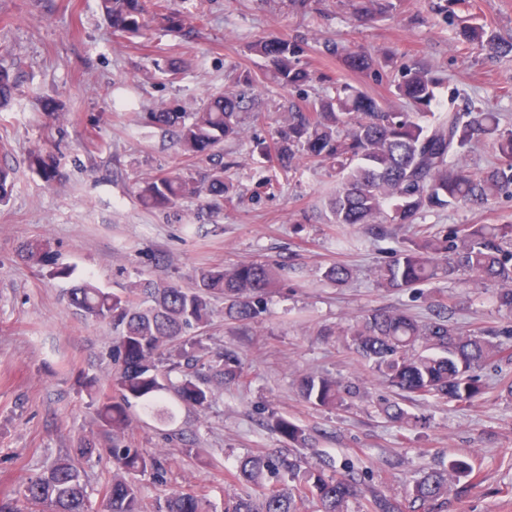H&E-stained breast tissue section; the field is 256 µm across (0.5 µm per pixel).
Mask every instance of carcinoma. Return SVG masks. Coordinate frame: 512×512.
Here are the masks:
<instances>
[{"instance_id":"carcinoma-1","label":"carcinoma","mask_w":512,"mask_h":512,"mask_svg":"<svg viewBox=\"0 0 512 512\" xmlns=\"http://www.w3.org/2000/svg\"><path fill=\"white\" fill-rule=\"evenodd\" d=\"M112 33L135 36L148 22L166 34L190 33L188 13L148 0H100ZM395 10L393 0H358L360 21ZM456 39L490 55L512 53L505 41L486 28L464 25ZM266 59L274 78L288 89L305 85L313 74L300 65L304 48L296 39L271 37L250 45ZM322 53L342 60L351 72L379 79L383 64L365 52H345L333 42ZM437 83L421 61L405 65L395 84V96L411 110L379 103L351 86L343 94L326 96L306 107L292 104L270 140L254 150L283 173L302 162L325 164L341 175L328 199L331 223L357 225L376 240L393 237V226L416 223L427 212L464 205L485 209L502 194H512V128L500 114L475 105L439 110ZM17 96V80L0 69V112L8 111ZM255 107V99L234 95L210 97L188 112L175 101L146 113L147 124L172 133L181 156L204 160L208 168L197 176L168 173L142 180L139 202L149 209H165L183 198L205 196L208 205L221 209L230 185L224 182V143L242 133L240 114ZM488 143L497 162L478 174L466 168V158ZM30 168L47 184L63 179L54 155L42 150L30 156ZM13 169L0 165V204L8 202ZM20 256L38 269L49 268L67 279L74 270L60 266L49 242L33 239L23 244ZM444 275L474 278L496 288L499 310L512 315V224H450L436 231L417 228L399 241L389 262L379 268L377 281L388 289L415 288ZM342 263L329 265L324 280L342 285L351 278ZM278 282L274 266L241 262L229 270L222 265L201 272L195 285L183 288L141 280L120 296L86 281L71 289L69 304L80 314L107 321L117 332L112 359L118 370L110 376L115 395L100 393L97 379L85 383L94 422L111 441L106 451L117 474L103 498V512H144L140 477L167 482L168 467L161 457L125 440V430L142 415L160 422L176 419L180 405L206 410L214 396L211 379L226 385L240 381L241 360L226 348L204 357L192 337L210 325L212 301L224 298V319L249 323ZM512 329L476 327L462 332L454 321V305L438 300L420 319L401 309H370L353 316L339 329L358 362L375 379L394 390L399 400L388 401L382 412L388 421L404 424L408 398H434L467 404L486 393L481 371L503 359L497 338ZM177 373L180 378L171 379ZM361 383L342 382L327 375L305 373L298 379L301 398L317 407L336 409L361 396ZM268 426L291 444L304 445L306 429L275 412ZM99 452L92 438H83L75 457H60L47 470L29 477L17 491L28 512H94L84 471L77 459ZM234 477L247 488L224 502V512H303L306 502L319 504L318 512H449L451 497L466 496L482 484L467 461L458 456L430 468L398 498L362 482L355 467L343 471L331 462L305 466L290 454L250 453L238 459ZM156 512H214L205 494L175 492L156 504Z\"/></svg>"}]
</instances>
